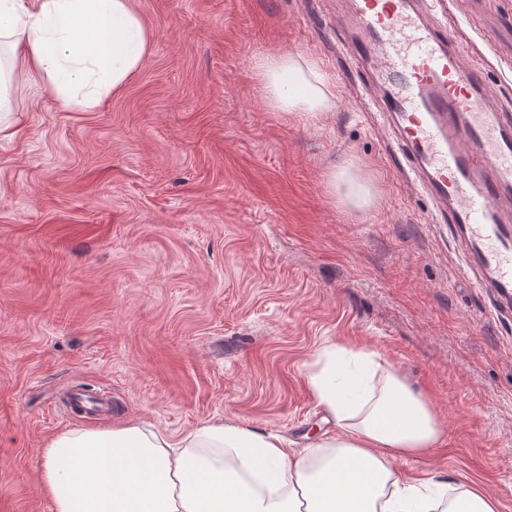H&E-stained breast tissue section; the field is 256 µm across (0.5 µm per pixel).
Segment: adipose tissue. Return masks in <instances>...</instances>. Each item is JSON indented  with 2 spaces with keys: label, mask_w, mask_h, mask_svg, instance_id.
<instances>
[{
  "label": "adipose tissue",
  "mask_w": 512,
  "mask_h": 512,
  "mask_svg": "<svg viewBox=\"0 0 512 512\" xmlns=\"http://www.w3.org/2000/svg\"><path fill=\"white\" fill-rule=\"evenodd\" d=\"M149 41L129 0H0V45L21 52L28 76L68 112L95 107L138 72ZM256 69L275 111L333 106L313 61L280 52ZM307 383L339 433L305 455L242 424L176 439L138 422L73 429L45 448L41 490L55 512H500L481 487L416 481L399 468L437 447L443 426L376 353L324 348Z\"/></svg>",
  "instance_id": "ef3b65f1"
}]
</instances>
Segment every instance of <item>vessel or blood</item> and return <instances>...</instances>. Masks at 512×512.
I'll return each instance as SVG.
<instances>
[{"mask_svg":"<svg viewBox=\"0 0 512 512\" xmlns=\"http://www.w3.org/2000/svg\"><path fill=\"white\" fill-rule=\"evenodd\" d=\"M427 0H355L365 32L359 55L379 45L384 109L432 202L447 208L473 257L476 283L512 311V117L485 107V69L462 66L456 18L432 23Z\"/></svg>","mask_w":512,"mask_h":512,"instance_id":"b4317fda","label":"vessel or blood"}]
</instances>
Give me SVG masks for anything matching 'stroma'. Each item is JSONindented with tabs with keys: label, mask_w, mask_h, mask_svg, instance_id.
<instances>
[{
	"label": "stroma",
	"mask_w": 512,
	"mask_h": 512,
	"mask_svg": "<svg viewBox=\"0 0 512 512\" xmlns=\"http://www.w3.org/2000/svg\"><path fill=\"white\" fill-rule=\"evenodd\" d=\"M139 72L61 110L17 62L0 134V512H54L43 450L125 422L234 421L293 441L322 413L323 347L365 348L432 401L441 444L399 466L512 512V320L463 273L355 51L349 0H130ZM458 58L512 113V0H477ZM329 80L326 112L269 107L255 62ZM76 386L112 401L76 414Z\"/></svg>",
	"instance_id": "1"
}]
</instances>
